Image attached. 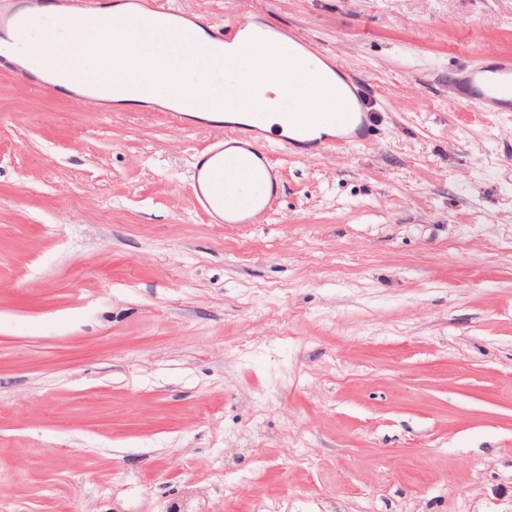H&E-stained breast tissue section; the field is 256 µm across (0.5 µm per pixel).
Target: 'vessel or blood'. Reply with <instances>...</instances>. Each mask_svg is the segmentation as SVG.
<instances>
[{
  "label": "vessel or blood",
  "instance_id": "b4317fda",
  "mask_svg": "<svg viewBox=\"0 0 512 512\" xmlns=\"http://www.w3.org/2000/svg\"><path fill=\"white\" fill-rule=\"evenodd\" d=\"M43 0H28L30 13H22L13 0H0V33L24 28L35 19L33 11ZM257 24L250 11H241L225 22L224 32L211 42L199 40L195 30L179 28L187 55L201 51L223 52L242 69L257 71L261 63L249 56L247 45ZM450 91L459 105H479L486 112H512V58L491 56L462 68L453 77ZM308 125L331 124L338 134L314 138L281 136L284 151L307 159L327 152L347 150L371 136L369 114L363 106L347 112H310ZM254 185L243 193L242 184ZM282 193L280 169L264 147V132L255 123H235L228 133L201 149L195 159L190 194L197 210L224 224H253L271 211Z\"/></svg>",
  "mask_w": 512,
  "mask_h": 512
}]
</instances>
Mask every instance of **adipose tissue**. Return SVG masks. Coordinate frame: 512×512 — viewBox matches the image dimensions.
Segmentation results:
<instances>
[{
  "mask_svg": "<svg viewBox=\"0 0 512 512\" xmlns=\"http://www.w3.org/2000/svg\"><path fill=\"white\" fill-rule=\"evenodd\" d=\"M131 5L112 7L105 25L118 29L121 43L95 47L94 29L75 31L61 27L57 19L65 6H44L37 21L25 30L24 39L14 41L12 59L21 67L34 70L48 68L54 84L79 91L91 84L120 76L129 82L152 87L151 95H121L125 104L159 101L163 96L180 99L184 112L201 120L235 122L241 117L237 102L224 98L221 86L201 88L196 74L201 70L214 73L230 70V63L221 53L183 58L169 28L154 27L144 18L133 16ZM134 48L144 65L129 71L125 48ZM250 52L261 60L262 71L235 73L242 95L263 105L257 114L260 125L269 132L301 127L311 109L319 101L322 111L339 112L343 105L336 97V78L319 61L313 62L291 53L282 41L264 35L251 41ZM296 76L298 84L293 97L287 98L280 86L288 76Z\"/></svg>",
  "mask_w": 512,
  "mask_h": 512,
  "instance_id": "obj_1",
  "label": "adipose tissue"
}]
</instances>
